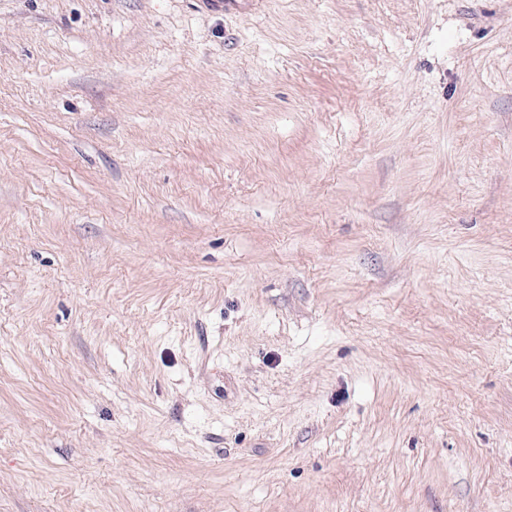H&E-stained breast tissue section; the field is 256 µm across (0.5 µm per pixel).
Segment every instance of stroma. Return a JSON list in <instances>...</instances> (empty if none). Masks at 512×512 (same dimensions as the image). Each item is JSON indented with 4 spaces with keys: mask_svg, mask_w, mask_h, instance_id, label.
I'll list each match as a JSON object with an SVG mask.
<instances>
[{
    "mask_svg": "<svg viewBox=\"0 0 512 512\" xmlns=\"http://www.w3.org/2000/svg\"><path fill=\"white\" fill-rule=\"evenodd\" d=\"M0 512H512V0H0Z\"/></svg>",
    "mask_w": 512,
    "mask_h": 512,
    "instance_id": "1",
    "label": "stroma"
}]
</instances>
